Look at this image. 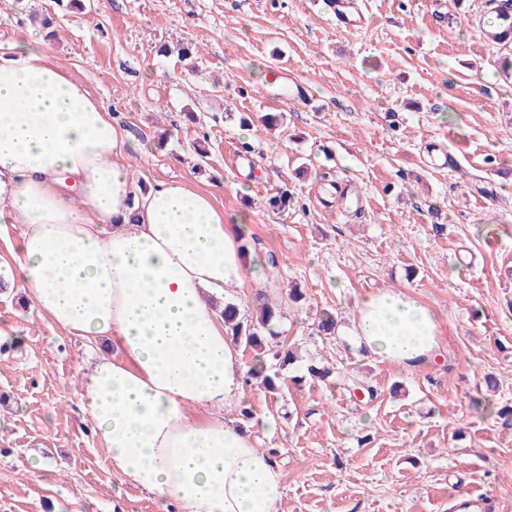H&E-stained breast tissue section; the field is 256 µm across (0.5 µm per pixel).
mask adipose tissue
<instances>
[{"label":"adipose tissue","mask_w":512,"mask_h":512,"mask_svg":"<svg viewBox=\"0 0 512 512\" xmlns=\"http://www.w3.org/2000/svg\"><path fill=\"white\" fill-rule=\"evenodd\" d=\"M111 114L41 38L0 54V224H20L33 309L93 344L80 406L121 481L161 512H277L281 472L252 435L200 409L236 401L245 375L213 298L260 277L244 220L179 181L139 191ZM407 368L439 354L434 312L403 290L363 296L350 329Z\"/></svg>","instance_id":"obj_1"}]
</instances>
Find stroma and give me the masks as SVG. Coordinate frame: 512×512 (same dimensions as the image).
<instances>
[{
	"instance_id": "35a3bbf8",
	"label": "stroma",
	"mask_w": 512,
	"mask_h": 512,
	"mask_svg": "<svg viewBox=\"0 0 512 512\" xmlns=\"http://www.w3.org/2000/svg\"><path fill=\"white\" fill-rule=\"evenodd\" d=\"M363 10L348 30L325 0H0V54L41 35L38 16L57 18L49 45L126 133L139 186L212 194L225 219L248 216V252L275 255L274 277L215 304L247 315L271 301L299 355L277 393L254 381L218 412L274 450L278 512H448L468 490L512 512V427L496 413L512 405L508 51L480 39L485 0ZM276 63L304 96L280 97ZM435 153L457 166L434 168ZM283 191L287 206L272 207ZM378 288L436 314V365L381 362L320 331L325 312L351 325ZM24 297L0 287V512H160L112 473L77 407L82 340ZM312 364L331 376L310 378ZM485 398L495 411L476 408Z\"/></svg>"
}]
</instances>
